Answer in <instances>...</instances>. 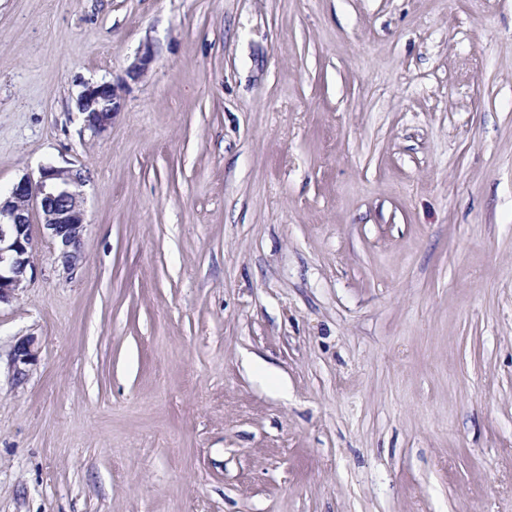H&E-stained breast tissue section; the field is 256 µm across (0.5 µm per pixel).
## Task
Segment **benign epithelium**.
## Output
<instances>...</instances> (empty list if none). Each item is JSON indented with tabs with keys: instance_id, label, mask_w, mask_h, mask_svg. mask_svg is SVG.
<instances>
[{
	"instance_id": "1",
	"label": "benign epithelium",
	"mask_w": 512,
	"mask_h": 512,
	"mask_svg": "<svg viewBox=\"0 0 512 512\" xmlns=\"http://www.w3.org/2000/svg\"><path fill=\"white\" fill-rule=\"evenodd\" d=\"M154 60L149 44L140 47L127 78L144 77ZM123 83L100 82L85 85L77 98L84 126L95 134L105 132L124 106ZM84 178L71 167L46 164L37 177L25 175L14 183L9 197L0 203V303L14 299L26 287L33 268L32 215L41 217L59 248L64 269L73 271L88 261L82 249L86 230V212L81 191ZM34 337H24L14 346L12 362L16 377L25 375V367L36 359Z\"/></svg>"
}]
</instances>
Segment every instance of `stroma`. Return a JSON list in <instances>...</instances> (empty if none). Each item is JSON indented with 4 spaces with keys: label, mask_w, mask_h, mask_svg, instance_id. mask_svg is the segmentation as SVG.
<instances>
[{
    "label": "stroma",
    "mask_w": 512,
    "mask_h": 512,
    "mask_svg": "<svg viewBox=\"0 0 512 512\" xmlns=\"http://www.w3.org/2000/svg\"><path fill=\"white\" fill-rule=\"evenodd\" d=\"M49 162L0 512H512V0H0V190ZM153 60V47L150 44L142 45L134 62L129 66L127 70V78L134 82L140 80L147 74ZM125 83L100 82L85 85L77 98L84 126L95 134L105 132L124 106ZM36 354L35 339L32 336L20 339L14 346L12 362L17 378L25 375L24 367L35 361Z\"/></svg>",
    "instance_id": "obj_1"
}]
</instances>
